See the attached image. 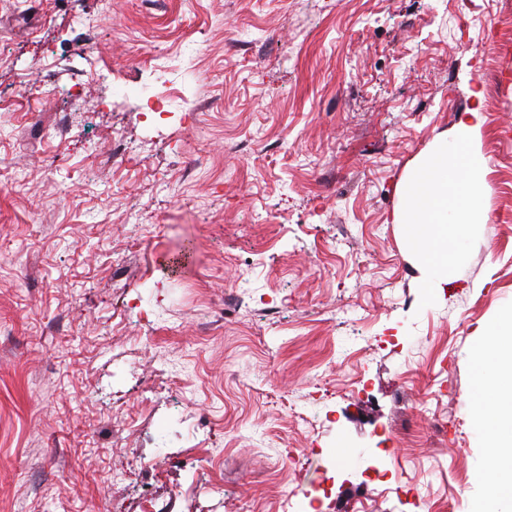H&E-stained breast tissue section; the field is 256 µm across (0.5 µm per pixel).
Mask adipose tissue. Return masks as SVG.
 Returning <instances> with one entry per match:
<instances>
[{
  "label": "adipose tissue",
  "instance_id": "adipose-tissue-1",
  "mask_svg": "<svg viewBox=\"0 0 512 512\" xmlns=\"http://www.w3.org/2000/svg\"><path fill=\"white\" fill-rule=\"evenodd\" d=\"M486 121L476 107L461 114L450 135L436 138L398 184L394 221L409 225L427 287L447 284L465 257L470 226L485 221L489 170L475 138ZM475 388L473 424L495 473L479 512H512V310L487 332L475 365Z\"/></svg>",
  "mask_w": 512,
  "mask_h": 512
}]
</instances>
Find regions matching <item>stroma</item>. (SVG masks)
Segmentation results:
<instances>
[{
    "label": "stroma",
    "mask_w": 512,
    "mask_h": 512,
    "mask_svg": "<svg viewBox=\"0 0 512 512\" xmlns=\"http://www.w3.org/2000/svg\"><path fill=\"white\" fill-rule=\"evenodd\" d=\"M508 69L512 0H0V512H476ZM475 106L433 293L397 185Z\"/></svg>",
    "instance_id": "1"
}]
</instances>
